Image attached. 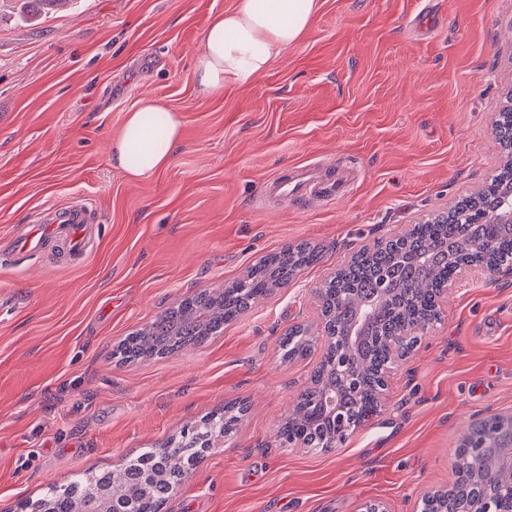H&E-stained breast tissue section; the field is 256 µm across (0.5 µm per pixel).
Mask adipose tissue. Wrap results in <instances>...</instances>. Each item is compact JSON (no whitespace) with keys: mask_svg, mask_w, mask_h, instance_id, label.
<instances>
[{"mask_svg":"<svg viewBox=\"0 0 512 512\" xmlns=\"http://www.w3.org/2000/svg\"><path fill=\"white\" fill-rule=\"evenodd\" d=\"M317 0H239L236 8L216 14L202 37L193 66L202 93L245 85L267 71L273 61L295 45L306 31ZM161 116V127L147 123ZM181 120L154 98H141L110 144L112 157L134 179L166 168L179 145Z\"/></svg>","mask_w":512,"mask_h":512,"instance_id":"adipose-tissue-1","label":"adipose tissue"}]
</instances>
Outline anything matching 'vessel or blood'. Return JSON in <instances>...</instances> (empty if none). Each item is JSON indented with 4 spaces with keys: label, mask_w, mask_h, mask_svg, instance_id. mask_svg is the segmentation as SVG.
Wrapping results in <instances>:
<instances>
[{
    "label": "vessel or blood",
    "mask_w": 512,
    "mask_h": 512,
    "mask_svg": "<svg viewBox=\"0 0 512 512\" xmlns=\"http://www.w3.org/2000/svg\"><path fill=\"white\" fill-rule=\"evenodd\" d=\"M348 182L347 172L327 178L321 172L320 165L310 164L298 168L285 178H275L267 182L266 197L279 200H300L313 198L333 199L341 194ZM88 215L85 207L69 205L57 210L53 224L45 230H30L18 238L15 246L18 250L35 252L41 249L47 239L59 238L65 241L71 251H80L85 245V230Z\"/></svg>",
    "instance_id": "1"
}]
</instances>
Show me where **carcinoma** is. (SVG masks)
<instances>
[{
    "mask_svg": "<svg viewBox=\"0 0 512 512\" xmlns=\"http://www.w3.org/2000/svg\"><path fill=\"white\" fill-rule=\"evenodd\" d=\"M494 133L502 148L512 154V105L497 113ZM510 186L512 165L506 163L480 191L459 199L449 211L414 225L410 235L356 252L323 288L321 315L327 336L342 332L366 303L376 301L379 305L372 332L356 357L361 390L345 391L338 397L346 417L376 411L373 391L378 386V374L391 358L392 339L434 315L438 296L459 264L481 259L474 249L459 254L444 243H454L463 233L476 245L491 233L495 245L489 259L512 262V224H503L492 233L486 221L489 213L502 207ZM318 258V248L307 244L270 254L249 270L248 288L233 282L219 294L202 291L188 297L125 337L116 353L121 360L134 362L188 344L198 345ZM282 347L288 358L303 357L311 352L313 343L307 330L295 327L282 338ZM329 382L331 373H320L300 395L281 427L286 439L310 448L327 447L338 432L329 416L320 412ZM236 421L234 407H224L200 420L194 438L179 450L160 453L146 448L117 473L107 470L77 477L66 486L50 484L34 505L35 512H159L187 467L204 451L206 438L214 431L224 436L232 433ZM501 452L498 440L491 436L483 437L479 448H456L454 456L461 465L464 489L451 505L445 498H426L423 512H448L450 506L456 512H473L500 487L512 486V469L493 467Z\"/></svg>",
    "mask_w": 512,
    "mask_h": 512,
    "instance_id": "1",
    "label": "carcinoma"
}]
</instances>
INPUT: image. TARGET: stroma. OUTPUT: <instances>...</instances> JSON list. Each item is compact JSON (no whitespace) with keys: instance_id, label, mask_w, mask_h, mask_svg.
I'll list each match as a JSON object with an SVG mask.
<instances>
[{"instance_id":"35a3bbf8","label":"stroma","mask_w":512,"mask_h":512,"mask_svg":"<svg viewBox=\"0 0 512 512\" xmlns=\"http://www.w3.org/2000/svg\"><path fill=\"white\" fill-rule=\"evenodd\" d=\"M238 0H69L0 8V239L94 209L81 257L0 242V512L47 484L112 469L222 404L234 434L190 466L162 512H414L454 475L473 417L512 412V280L465 279L392 370L379 412L338 448L277 431L319 364L281 338L322 329L315 290L347 256L446 210L503 164L512 0H319L297 44L250 83L201 94L192 66ZM143 97L175 110L167 168L129 178L108 145ZM346 168L325 204L263 199L296 167ZM319 260L207 342L143 362L113 347L262 256ZM494 133L502 148L512 154V104L497 112ZM312 339L307 335V330L301 327L291 328L282 338V347L287 358L303 357L311 352Z\"/></svg>"}]
</instances>
